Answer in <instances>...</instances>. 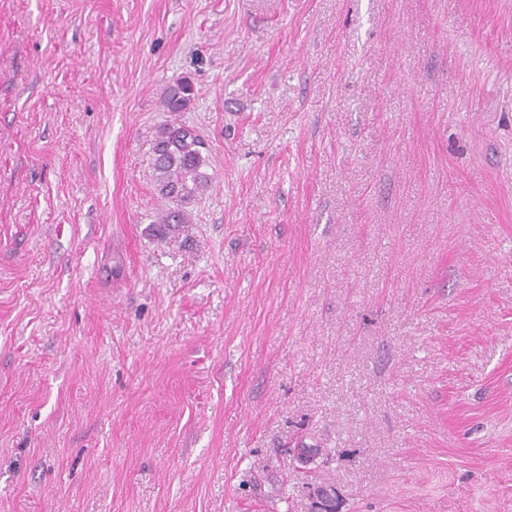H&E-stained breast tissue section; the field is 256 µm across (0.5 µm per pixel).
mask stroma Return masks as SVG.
Segmentation results:
<instances>
[{"instance_id":"obj_1","label":"stroma","mask_w":512,"mask_h":512,"mask_svg":"<svg viewBox=\"0 0 512 512\" xmlns=\"http://www.w3.org/2000/svg\"><path fill=\"white\" fill-rule=\"evenodd\" d=\"M319 486L512 512V0H0V512ZM194 94L189 82H181L171 86L163 93L162 104L166 112H182L190 103ZM205 142L190 126L167 123L160 126L153 143V183L157 193L169 202V207L156 222V231L163 236L180 224L190 221L186 205L209 188L204 171L207 158Z\"/></svg>"}]
</instances>
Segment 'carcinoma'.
<instances>
[{"instance_id":"obj_1","label":"carcinoma","mask_w":512,"mask_h":512,"mask_svg":"<svg viewBox=\"0 0 512 512\" xmlns=\"http://www.w3.org/2000/svg\"><path fill=\"white\" fill-rule=\"evenodd\" d=\"M194 94L189 82L171 86L163 93L162 104L167 112L185 110ZM202 136L190 126L167 123L160 126L153 143L154 189L169 207L158 218L159 235L186 224L190 213L186 205L209 188V177L204 171L207 157Z\"/></svg>"}]
</instances>
